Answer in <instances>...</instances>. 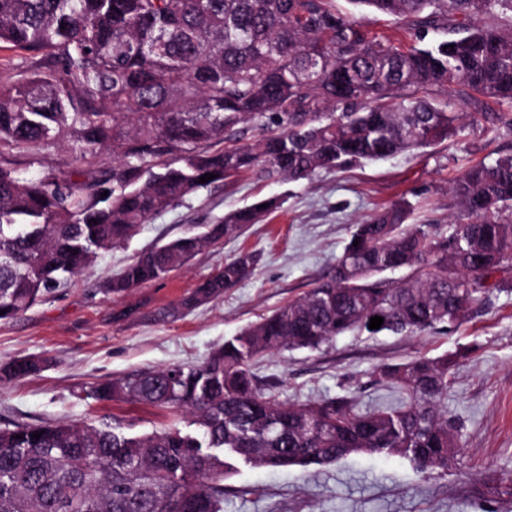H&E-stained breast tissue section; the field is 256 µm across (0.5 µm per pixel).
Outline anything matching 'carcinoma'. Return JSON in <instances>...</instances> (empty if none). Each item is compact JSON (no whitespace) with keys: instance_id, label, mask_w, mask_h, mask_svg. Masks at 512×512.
Here are the masks:
<instances>
[{"instance_id":"1","label":"carcinoma","mask_w":512,"mask_h":512,"mask_svg":"<svg viewBox=\"0 0 512 512\" xmlns=\"http://www.w3.org/2000/svg\"><path fill=\"white\" fill-rule=\"evenodd\" d=\"M349 2L441 38L406 49L372 40L328 0H0V48L25 52L0 79V321L203 188L250 172L308 179L496 119L436 102L435 88L462 84L476 99L512 102V27L470 24L495 6L512 12V0ZM247 122L263 134L255 145L238 143L236 127ZM55 145L71 149L70 171L19 176L21 163ZM105 151L118 163L103 172ZM206 173L216 178L200 182ZM449 193L468 221L446 231L409 224V202L396 201L353 227L302 297L203 363L91 389L100 400L164 409L170 425L141 435L71 421L0 426V512H221L232 473L224 448L255 469L367 454L447 471L461 448L447 406L455 355L378 366L376 379L402 397L371 410L346 395L283 402L255 365L348 334L447 332L490 290L512 292L503 278L512 272V154L467 167ZM279 207L265 198L144 251L102 290L160 283ZM256 265L252 252L224 260L167 314L219 298ZM374 316L384 321L371 330ZM45 365L37 356L1 362L0 381ZM186 418L191 431L180 427Z\"/></svg>"}]
</instances>
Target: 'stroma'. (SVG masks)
<instances>
[{
	"instance_id": "35a3bbf8",
	"label": "stroma",
	"mask_w": 512,
	"mask_h": 512,
	"mask_svg": "<svg viewBox=\"0 0 512 512\" xmlns=\"http://www.w3.org/2000/svg\"><path fill=\"white\" fill-rule=\"evenodd\" d=\"M353 16L369 37L403 45L416 35L405 20L349 0H329ZM459 112H494L496 123L467 125L440 144L312 179L288 181L247 173L173 202L151 216L124 244L100 254L67 286L0 323V362L40 356L48 367L21 382L0 383V425L73 420L112 423L151 432L169 423L149 405L97 401L91 386L147 369L202 363L225 339L304 295L342 253L353 225L398 199L411 205L410 223L448 226L456 210L448 186L470 165L512 151V105L475 100L464 85L433 92ZM276 197L281 206L219 244L202 250L159 284L108 295L100 284L139 253L188 230L217 224L231 210ZM249 251L259 257L248 280L191 312L159 318L225 259ZM128 317H121V310ZM461 350L448 390V415L460 429L463 452L447 472L425 475L397 457L354 454L308 468L254 469L237 463L224 481L223 512H512V293L490 291L455 331L413 336H342L320 350L298 349L262 359L259 376L276 381L280 400L340 395L374 406L395 392L374 381L385 363Z\"/></svg>"
}]
</instances>
